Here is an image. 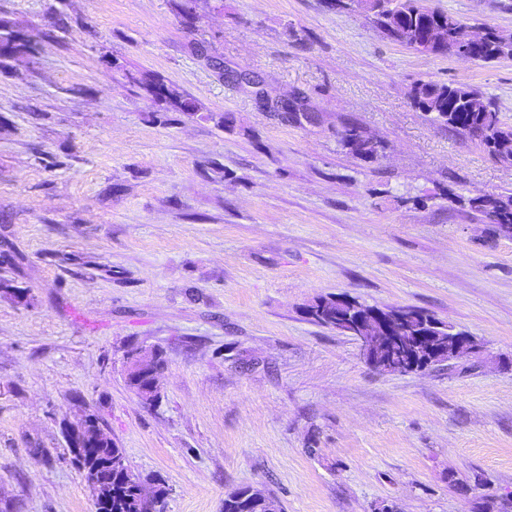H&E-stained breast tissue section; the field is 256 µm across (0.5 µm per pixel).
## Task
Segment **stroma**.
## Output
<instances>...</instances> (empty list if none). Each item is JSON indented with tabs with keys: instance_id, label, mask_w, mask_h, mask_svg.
I'll list each match as a JSON object with an SVG mask.
<instances>
[{
	"instance_id": "1",
	"label": "stroma",
	"mask_w": 512,
	"mask_h": 512,
	"mask_svg": "<svg viewBox=\"0 0 512 512\" xmlns=\"http://www.w3.org/2000/svg\"><path fill=\"white\" fill-rule=\"evenodd\" d=\"M428 3L512 36V0ZM4 21L29 47L0 59V512H92L65 433L89 414L161 512L241 486L283 512H512V234L459 203L512 166L410 97L467 84L512 125V57L423 55L332 0H0ZM340 294L480 348L378 370L306 318ZM138 348L163 359L152 402ZM342 145L350 153L361 158H373L377 155L376 143L366 138L355 126L344 131Z\"/></svg>"
}]
</instances>
